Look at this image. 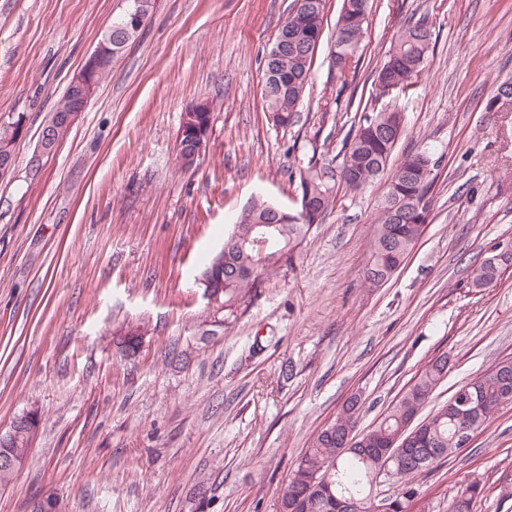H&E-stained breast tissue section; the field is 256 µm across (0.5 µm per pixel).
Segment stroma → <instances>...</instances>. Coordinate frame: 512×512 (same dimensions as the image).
<instances>
[{
	"label": "stroma",
	"instance_id": "35a3bbf8",
	"mask_svg": "<svg viewBox=\"0 0 512 512\" xmlns=\"http://www.w3.org/2000/svg\"><path fill=\"white\" fill-rule=\"evenodd\" d=\"M323 37L292 125L262 98L264 57L296 0H156L56 151L29 161L69 81L126 0H0V126L17 121L0 179V433L42 415L0 512L54 492L65 512H277L298 457L358 398L376 426L427 362L450 359L425 412L512 360V268L467 278L512 244V107L486 109L512 79V0H370L359 71L341 97ZM436 40L413 88L380 95L373 71L409 18ZM212 122L196 165L175 146L191 105ZM402 113L389 169L438 161L428 224L391 278L368 286L382 190L340 188L334 209L248 301L211 327L201 273L255 200L297 209L292 173L337 154L362 109ZM144 332L121 355L117 332ZM409 512H512V403L448 462L416 476ZM498 246H500V244L494 246L489 255L484 257V259L472 269L469 288L481 290L493 286V284L498 281L503 273V266L497 259V253H495ZM484 486L471 483L459 491L448 503V512H473L477 500L484 497Z\"/></svg>",
	"mask_w": 512,
	"mask_h": 512
}]
</instances>
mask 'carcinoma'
Returning <instances> with one entry per match:
<instances>
[{"label":"carcinoma","instance_id":"cac0c4a2","mask_svg":"<svg viewBox=\"0 0 512 512\" xmlns=\"http://www.w3.org/2000/svg\"><path fill=\"white\" fill-rule=\"evenodd\" d=\"M325 0H299L294 21L283 25L278 34L292 37L273 60L265 63L263 98L278 125L293 123L298 104L304 95L317 45L323 30ZM368 0H343L336 23V38L331 61L336 67L339 87L336 95L351 85L349 76L365 28L368 26ZM432 30L426 17L408 24L396 34L386 61L378 71L377 81L395 92L406 91L425 67L432 51ZM404 131L399 112H363L358 125L346 134L337 157H311L307 165L295 172L297 188L317 201L321 216L334 208L340 186L358 190L375 182L384 172L392 151ZM436 162L428 151L406 156L383 193L376 220L371 258L364 270V281L378 286L400 267L422 235L429 217L428 204ZM275 204L256 201L242 212L233 230L224 238L228 243L250 234L253 225L271 221ZM281 223L271 228V241L262 253L247 246H235L225 255L214 254L204 273H224L220 309L224 319L236 316L239 308L257 294L269 274L290 265L294 253L305 241L313 225L300 220V214L278 209ZM503 266L497 253L488 256L472 269L470 287L489 288L502 275ZM448 374V356L440 355L428 362L418 381L406 391L384 419L360 434L354 447L343 449L341 432L356 430L357 401H351L334 421L336 431L321 432L298 460L282 491V505L288 507L307 472L330 463L333 493L347 502L344 508L320 497H309L307 512H371V495L378 490L379 450L389 447L402 428L414 436L413 454L403 463L400 479L402 491L391 496L390 512H405L407 501L417 494L416 475L436 469L460 449L456 439L459 420L453 407L443 404L424 418L419 417L425 403ZM512 392V361H503L478 378L460 386L456 393H475L484 401L482 413L469 420L480 428L502 404L504 390ZM369 452H364V449ZM484 487L471 483L448 503V512H473L475 503L484 497Z\"/></svg>","mask_w":512,"mask_h":512}]
</instances>
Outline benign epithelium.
Instances as JSON below:
<instances>
[{
	"instance_id": "7a95c632",
	"label": "benign epithelium",
	"mask_w": 512,
	"mask_h": 512,
	"mask_svg": "<svg viewBox=\"0 0 512 512\" xmlns=\"http://www.w3.org/2000/svg\"><path fill=\"white\" fill-rule=\"evenodd\" d=\"M148 13L141 6L140 0H135L125 12L119 26L120 38L112 40L107 37L98 42L95 49L85 58L80 71L73 77L67 90L75 100V106L60 117V123L72 126L81 112L85 111L97 88L98 73L112 61V56L119 54L125 43L139 34L145 25ZM209 107L205 103L195 104L187 109L178 138L189 136L194 144L191 155L184 158L189 165H194L205 146L206 128L200 127L196 113L207 112ZM56 126L47 124V129L41 133L37 151L31 160V166H39L42 157L51 154L57 147L54 139ZM40 423V414L36 410H29L20 416L12 430L0 437V470L9 472L15 470L24 459V448L31 444ZM403 449L391 448L387 452L388 460L383 464L379 473V482L390 484L400 476L395 462ZM60 501L52 494L47 493L33 504L32 512H59Z\"/></svg>"
}]
</instances>
